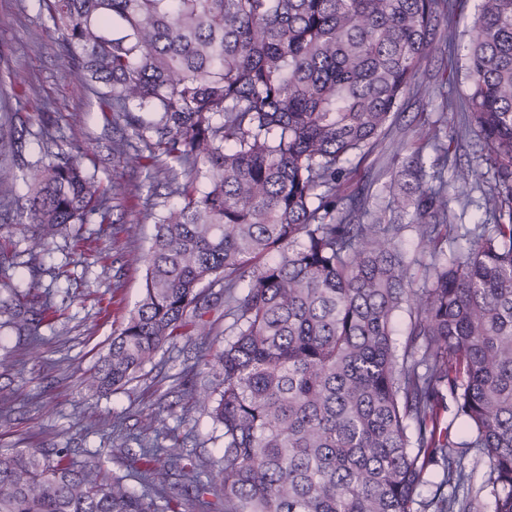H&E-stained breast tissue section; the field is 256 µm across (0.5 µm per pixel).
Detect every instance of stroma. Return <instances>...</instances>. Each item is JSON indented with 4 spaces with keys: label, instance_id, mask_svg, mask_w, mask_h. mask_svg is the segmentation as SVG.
Instances as JSON below:
<instances>
[{
    "label": "stroma",
    "instance_id": "35a3bbf8",
    "mask_svg": "<svg viewBox=\"0 0 512 512\" xmlns=\"http://www.w3.org/2000/svg\"><path fill=\"white\" fill-rule=\"evenodd\" d=\"M478 5L479 0H468L465 10L451 17L455 42L436 31L435 49L384 137L368 155L353 158L346 187L367 193L368 210L390 205L389 186L404 157L433 135L457 138L449 167L484 164L483 140L449 107L467 90L461 55ZM58 38L40 0H0V113L24 107L26 161L43 158L42 132L49 127L59 148H85L81 162L87 173L106 187L119 183L121 191L110 225L93 222L85 225L82 240L66 236L52 243L40 289L52 295L56 312L39 327V351H32L30 337L6 326L2 311L13 290H25L26 269H17L11 286L0 285V404L6 406L0 413V449L64 448L76 464H101L131 491L151 499L158 512L171 501L179 503L180 512H199L200 502L186 492L179 475H171L162 489L142 481L141 446L164 421L175 430L177 448L201 469L221 465L222 431L192 404L183 380L189 370L203 371L205 359L220 348L224 305L216 303L207 315L210 338L177 337L122 389L97 393L85 387L84 376L141 298L145 267L126 259L147 250L155 226L144 208L145 169L112 157L123 126L106 120L93 92L67 77ZM12 69L26 76L25 86L10 88L6 73ZM119 446L123 454L113 455Z\"/></svg>",
    "mask_w": 512,
    "mask_h": 512
}]
</instances>
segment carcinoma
<instances>
[{"label": "carcinoma", "mask_w": 512, "mask_h": 512, "mask_svg": "<svg viewBox=\"0 0 512 512\" xmlns=\"http://www.w3.org/2000/svg\"><path fill=\"white\" fill-rule=\"evenodd\" d=\"M60 33L69 76L93 88L102 111L143 143L112 151L158 175L181 203L156 217L137 261L143 295L85 377L92 391L126 385L172 338L210 335L200 285L224 288V347L206 361L211 380L188 394L224 438V465L199 469L176 447L143 451L145 478L176 468L199 494L224 490V512H414L432 469L426 507L473 512L456 491L470 479L465 448L488 467L493 512H512V0H481L464 47L463 123L488 148L496 184L467 246L447 256L448 156L403 160L416 181L394 180V206L360 221L364 196L342 193L351 157L380 139L414 89L433 48L437 0H42ZM21 156L13 115L0 146ZM80 148L48 162L0 169V185L28 187L26 224L0 238L26 244L27 289L8 323L32 337L50 300L38 276L59 236L111 223L110 195L87 175ZM193 174L178 182L175 167ZM479 167L454 170L479 185ZM411 225L430 257L431 286L413 287L415 260L400 242ZM0 244V282L17 262ZM245 290L239 297L236 290ZM408 313L403 349L393 318ZM470 431L442 424L446 397ZM451 492H445V488ZM0 512H155L102 469L58 450L0 452Z\"/></svg>", "instance_id": "1"}]
</instances>
